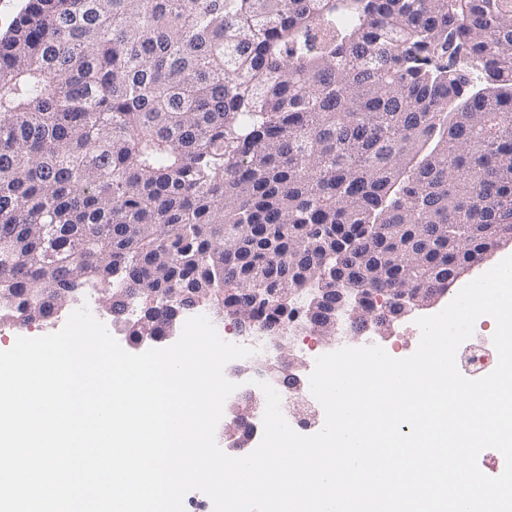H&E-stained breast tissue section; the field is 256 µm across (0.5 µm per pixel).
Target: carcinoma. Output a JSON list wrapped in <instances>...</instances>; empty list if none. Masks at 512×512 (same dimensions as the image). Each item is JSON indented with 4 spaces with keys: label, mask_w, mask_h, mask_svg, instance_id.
<instances>
[{
    "label": "carcinoma",
    "mask_w": 512,
    "mask_h": 512,
    "mask_svg": "<svg viewBox=\"0 0 512 512\" xmlns=\"http://www.w3.org/2000/svg\"><path fill=\"white\" fill-rule=\"evenodd\" d=\"M505 234L512 0H25L0 33V319L88 281L135 341L171 292L381 317Z\"/></svg>",
    "instance_id": "carcinoma-1"
}]
</instances>
